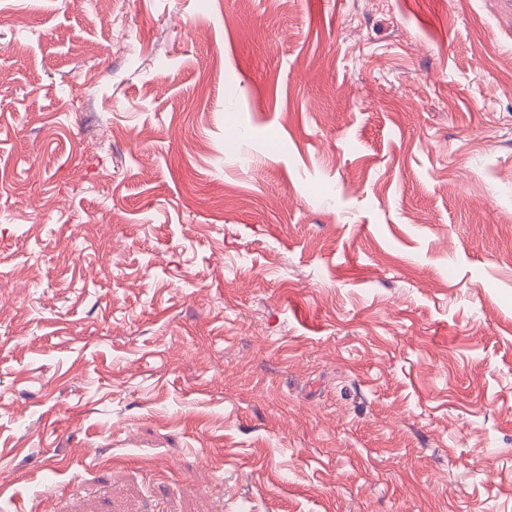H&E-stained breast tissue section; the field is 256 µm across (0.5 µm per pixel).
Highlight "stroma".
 Masks as SVG:
<instances>
[{
  "label": "stroma",
  "instance_id": "35a3bbf8",
  "mask_svg": "<svg viewBox=\"0 0 512 512\" xmlns=\"http://www.w3.org/2000/svg\"><path fill=\"white\" fill-rule=\"evenodd\" d=\"M1 464L512 512V0H0Z\"/></svg>",
  "mask_w": 512,
  "mask_h": 512
}]
</instances>
